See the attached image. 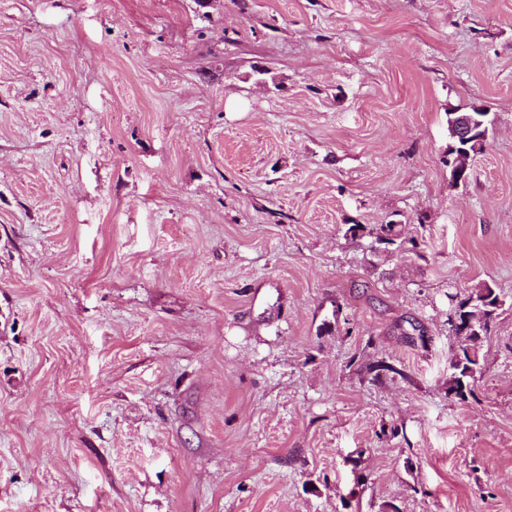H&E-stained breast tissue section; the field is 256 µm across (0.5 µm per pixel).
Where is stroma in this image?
<instances>
[{"instance_id":"stroma-1","label":"stroma","mask_w":512,"mask_h":512,"mask_svg":"<svg viewBox=\"0 0 512 512\" xmlns=\"http://www.w3.org/2000/svg\"><path fill=\"white\" fill-rule=\"evenodd\" d=\"M0 512H512V0H0ZM482 127L483 123L478 118L462 117L457 133L452 137L454 143L448 144V152L454 150L453 154L448 153V168L456 182L467 177L471 160L474 157L471 147L473 150H477L480 146H485L487 131L484 132ZM456 144H462L463 147ZM470 304V305H469ZM499 295L493 288L484 285L483 288H474L467 298L461 299L454 307L455 312L461 316H481L484 318V326L469 336L467 347L460 353L459 360L454 363L451 359V373L448 376V395L454 393V397L460 401H467L469 396H474L471 388V379L481 369L479 359V347L483 336L489 330L490 324L496 316V311L501 306Z\"/></svg>"}]
</instances>
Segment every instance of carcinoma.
Returning <instances> with one entry per match:
<instances>
[{
	"label": "carcinoma",
	"mask_w": 512,
	"mask_h": 512,
	"mask_svg": "<svg viewBox=\"0 0 512 512\" xmlns=\"http://www.w3.org/2000/svg\"><path fill=\"white\" fill-rule=\"evenodd\" d=\"M377 240L385 245H392L398 250L402 249L403 242L399 241V230L396 229L394 224L380 225V234H378ZM500 306L499 295L493 288L485 285L481 288L473 289L467 298L460 300L454 307V311L462 316L477 315L484 318L483 328L472 333L467 347L460 353L459 360L451 363V373L448 376V392L454 394V397L461 401H466L474 396V390L471 388V379L481 369L479 359L481 340L488 332L490 324ZM386 371L397 374L404 379L407 378L405 373L382 361H366L360 366V372L373 383L381 381Z\"/></svg>",
	"instance_id": "cac0c4a2"
}]
</instances>
